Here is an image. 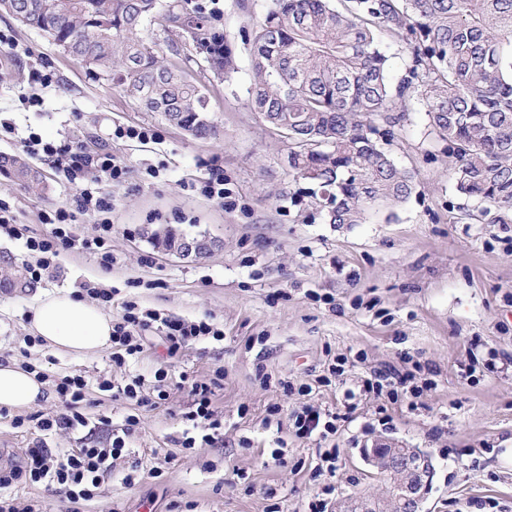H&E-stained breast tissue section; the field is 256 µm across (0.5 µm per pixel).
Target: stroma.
<instances>
[{
    "label": "stroma",
    "instance_id": "stroma-1",
    "mask_svg": "<svg viewBox=\"0 0 512 512\" xmlns=\"http://www.w3.org/2000/svg\"><path fill=\"white\" fill-rule=\"evenodd\" d=\"M266 5L217 0L204 13L233 52L231 77L209 70L178 36L160 43L161 56L209 98L222 130L212 140L145 111L42 32L0 13V31L18 45L0 59V118L16 127L0 136V152L18 151L33 131L48 141L108 148L128 167L125 182L98 185L112 203L111 265L66 250L56 273L25 288L3 281L30 262L26 239L48 232L43 211L68 205L77 189L36 157L42 193L0 176V203L17 229L0 232V363L30 364L46 375L44 397L18 414L53 417L61 409L55 380L82 374L91 380L82 411L103 424L94 444H108L113 429L138 415L127 446L131 460L142 463L140 482L126 485L114 471L83 512H170L177 503L192 504L193 512H308L317 497L332 506L351 495L382 494L361 456L379 445L431 457L423 512H512V466L500 462L512 448V223L452 218L448 207L460 199L448 152L416 102L391 145L396 164L415 175L407 200L365 224L330 223L308 200L292 205L299 186L288 175V143L248 107L253 75L242 31ZM40 68L54 73L55 84H31ZM31 94L39 104L25 103ZM119 126L149 127L157 136L146 144L119 139ZM214 163L224 170V206L197 187ZM159 224L215 246L200 258L160 251L148 236ZM83 283L115 289L121 301L209 321L224 338H204L168 361L153 331L144 354L122 367L108 348L78 356L27 344L31 299ZM334 363L342 374H330ZM161 366L169 398L160 407L136 408L98 388L102 380L136 375L152 385ZM395 368L415 371L414 388L392 399L363 391L345 400L347 388ZM184 373L210 385L222 442L181 447L191 409ZM305 405L335 414V433L295 438L293 414ZM278 447L287 466L271 457ZM331 448L335 472H316L320 453ZM155 465L162 469L157 478L149 473Z\"/></svg>",
    "mask_w": 512,
    "mask_h": 512
}]
</instances>
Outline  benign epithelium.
Here are the masks:
<instances>
[{
  "instance_id": "1",
  "label": "benign epithelium",
  "mask_w": 512,
  "mask_h": 512,
  "mask_svg": "<svg viewBox=\"0 0 512 512\" xmlns=\"http://www.w3.org/2000/svg\"><path fill=\"white\" fill-rule=\"evenodd\" d=\"M209 240H182L177 253L188 257L211 250ZM364 455L373 469L386 482L381 497L362 495L343 505L341 512H421L429 491L433 466L424 456L414 455L409 448H367Z\"/></svg>"
}]
</instances>
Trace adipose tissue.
Listing matches in <instances>:
<instances>
[{"mask_svg":"<svg viewBox=\"0 0 512 512\" xmlns=\"http://www.w3.org/2000/svg\"><path fill=\"white\" fill-rule=\"evenodd\" d=\"M28 330L52 349L87 354L111 343L112 318L73 291L42 292L29 305ZM45 384L36 373L11 362L0 365V406L21 409L36 404Z\"/></svg>","mask_w":512,"mask_h":512,"instance_id":"ef3b65f1","label":"adipose tissue"}]
</instances>
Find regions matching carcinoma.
Returning <instances> with one entry per match:
<instances>
[{"label": "carcinoma", "mask_w": 512, "mask_h": 512, "mask_svg": "<svg viewBox=\"0 0 512 512\" xmlns=\"http://www.w3.org/2000/svg\"><path fill=\"white\" fill-rule=\"evenodd\" d=\"M35 9L20 23L95 75L112 77L149 112L182 117L191 136L219 134L202 89L164 64L147 34L178 31L214 70L234 69L215 28L185 0H16ZM407 45L411 65L392 83L382 37ZM251 45L252 111L288 141L293 180L332 224H363L406 200L412 172L387 145L423 105L448 142L457 206L471 219L512 223V0H270L244 31ZM0 175L26 189L41 173L20 154L0 153ZM167 225L155 245L176 249Z\"/></svg>", "instance_id": "cac0c4a2"}]
</instances>
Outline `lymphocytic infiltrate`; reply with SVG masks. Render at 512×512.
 I'll return each instance as SVG.
<instances>
[{
    "instance_id": "lymphocytic-infiltrate-1",
    "label": "lymphocytic infiltrate",
    "mask_w": 512,
    "mask_h": 512,
    "mask_svg": "<svg viewBox=\"0 0 512 512\" xmlns=\"http://www.w3.org/2000/svg\"><path fill=\"white\" fill-rule=\"evenodd\" d=\"M21 146L26 154L48 160L60 176L79 189L73 206L57 207L44 212V223L52 227L48 235L27 239V249L37 255L35 264L27 268L30 281H40L44 273L54 269V260L60 251L75 247L99 254L103 263H111L112 253L107 247V240L112 230L108 218L112 205L100 195L97 185L103 181L122 182L128 173L126 166L109 151L91 152L69 139L57 143L46 142L41 136L32 133L22 139ZM79 212L98 218V236L80 239L72 234L69 226L74 223L75 215ZM153 330L163 334L167 355L171 358L202 337L209 336L218 341L224 337L223 330L208 322L163 315L125 300L112 320L113 362L121 365L127 357L142 354L144 337ZM155 376L159 383L150 396L144 394V381L138 376L120 383L105 381L100 388L111 392L113 399H122L139 407L155 408L167 401V392L162 386L167 373L160 368L156 370ZM88 387V380L81 375L67 376L56 383L55 393L61 403V410L55 417L38 421L37 430L43 433L62 431L73 434L88 429L89 421L81 411ZM188 388L193 403L185 419L192 427L204 428L205 433L199 438L184 436L182 447L191 449L200 441L208 445L221 441L223 425L213 418L210 386L192 379L188 382ZM138 423L135 415H128L122 427L113 430L112 442L107 446L85 445L55 452L47 448L44 441H36L33 448L26 450L21 465L0 468V512H47L46 501L12 493V485L22 479L44 486L49 495L60 497L73 505L99 498L101 487L105 479L111 477L116 461L129 456L126 440L133 434Z\"/></svg>"
}]
</instances>
